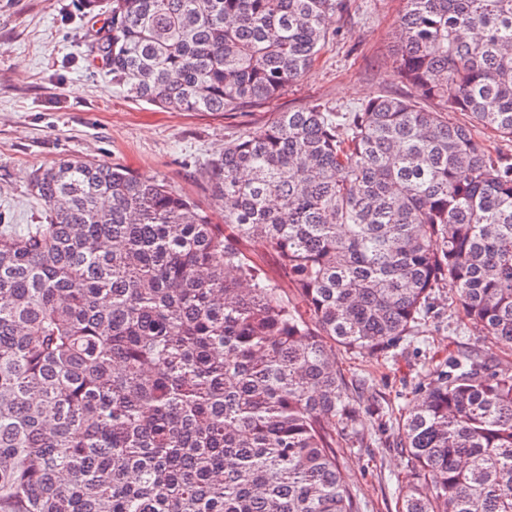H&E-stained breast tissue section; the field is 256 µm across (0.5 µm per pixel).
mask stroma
Returning <instances> with one entry per match:
<instances>
[{
    "instance_id": "stroma-1",
    "label": "stroma",
    "mask_w": 512,
    "mask_h": 512,
    "mask_svg": "<svg viewBox=\"0 0 512 512\" xmlns=\"http://www.w3.org/2000/svg\"><path fill=\"white\" fill-rule=\"evenodd\" d=\"M403 0H350L332 17L339 35L316 66L269 105L246 112H165L128 98L87 51L103 17L82 14L77 0H0V228L43 223L46 207L29 187L38 168L71 157L125 166L165 181L201 206L211 192L200 170L225 141L262 125L271 113L322 102L348 110L369 97H407L394 71L392 46ZM448 288L415 335L389 349L359 354L337 348L357 419L342 435L340 461L360 512H398L410 490L397 423L453 351L478 354L512 371V353L465 327Z\"/></svg>"
}]
</instances>
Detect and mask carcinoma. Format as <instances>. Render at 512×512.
Returning a JSON list of instances; mask_svg holds the SVG:
<instances>
[{
	"label": "carcinoma",
	"mask_w": 512,
	"mask_h": 512,
	"mask_svg": "<svg viewBox=\"0 0 512 512\" xmlns=\"http://www.w3.org/2000/svg\"><path fill=\"white\" fill-rule=\"evenodd\" d=\"M82 2L112 22V82L173 112L271 103L349 7ZM404 3L414 94L275 112L225 143L201 170L222 224L126 167L33 173L46 223L0 231V512H359L336 346L388 348L447 282L512 352V157L475 135L512 143V0ZM398 435L399 512H512L511 373L448 354Z\"/></svg>",
	"instance_id": "1"
}]
</instances>
